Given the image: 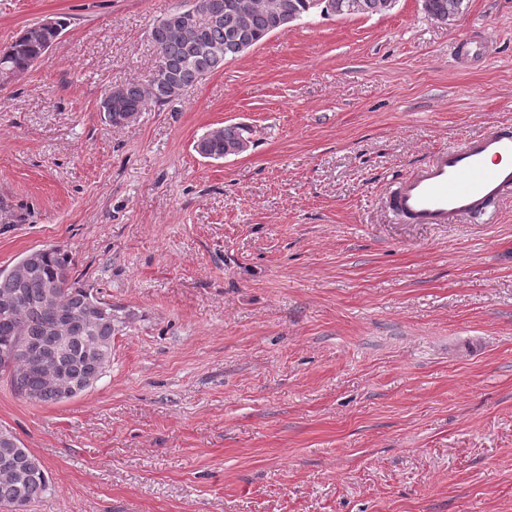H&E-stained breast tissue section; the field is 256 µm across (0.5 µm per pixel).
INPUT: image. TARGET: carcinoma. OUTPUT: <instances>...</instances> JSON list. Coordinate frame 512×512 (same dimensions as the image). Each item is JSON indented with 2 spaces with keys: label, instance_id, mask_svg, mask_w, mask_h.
I'll return each instance as SVG.
<instances>
[{
  "label": "carcinoma",
  "instance_id": "carcinoma-1",
  "mask_svg": "<svg viewBox=\"0 0 512 512\" xmlns=\"http://www.w3.org/2000/svg\"><path fill=\"white\" fill-rule=\"evenodd\" d=\"M310 0H198L202 10L211 13L204 19L181 9L174 12V22L153 25L150 39L157 52L158 65L145 82L122 86L120 106L135 115L149 105L163 106L179 99L182 91L206 76L224 68L243 50L234 38L239 33L256 46L272 34L280 19L308 14ZM464 0H422L423 8L434 19L446 22L462 9ZM322 15L361 16L387 12V0H327ZM67 22L57 19V26L44 29L32 38L22 30L14 41L0 50V76L21 74L41 60L45 46L56 42ZM256 131L245 124H228L205 135L209 158L221 160L246 151ZM71 260L57 249L42 254L28 275L19 301L10 308L0 307V353L13 349L20 341L40 344L56 353L68 374L79 382L101 379L112 361V337L123 331L129 315H120L108 302L103 310L91 309L94 295L70 281ZM59 287L69 312L70 337L55 345L48 333L58 310L42 304L50 286ZM93 337L98 351L86 352L85 341ZM0 374L8 377L14 392L23 398L37 395L40 401L56 404L69 399L57 387L47 383L17 356L11 364H0ZM49 490V477L42 464L23 462L11 475L0 473V505L11 512H27L28 507Z\"/></svg>",
  "mask_w": 512,
  "mask_h": 512
}]
</instances>
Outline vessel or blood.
I'll return each mask as SVG.
<instances>
[{
    "label": "vessel or blood",
    "mask_w": 512,
    "mask_h": 512,
    "mask_svg": "<svg viewBox=\"0 0 512 512\" xmlns=\"http://www.w3.org/2000/svg\"><path fill=\"white\" fill-rule=\"evenodd\" d=\"M512 188V127L499 126L438 151L396 182L389 208L414 224H457Z\"/></svg>",
    "instance_id": "vessel-or-blood-1"
}]
</instances>
